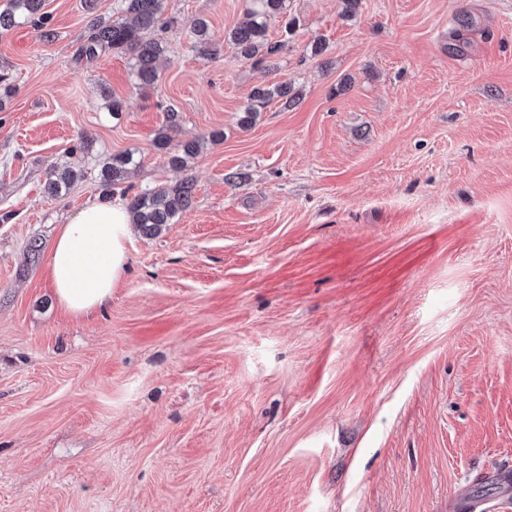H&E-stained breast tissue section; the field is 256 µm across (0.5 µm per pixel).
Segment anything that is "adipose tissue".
Returning a JSON list of instances; mask_svg holds the SVG:
<instances>
[{"label": "adipose tissue", "instance_id": "1", "mask_svg": "<svg viewBox=\"0 0 512 512\" xmlns=\"http://www.w3.org/2000/svg\"><path fill=\"white\" fill-rule=\"evenodd\" d=\"M130 216L119 202L92 201L60 225L49 258L50 280L63 310L80 318L105 307L127 276Z\"/></svg>", "mask_w": 512, "mask_h": 512}]
</instances>
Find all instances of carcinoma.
<instances>
[{"instance_id": "obj_1", "label": "carcinoma", "mask_w": 512, "mask_h": 512, "mask_svg": "<svg viewBox=\"0 0 512 512\" xmlns=\"http://www.w3.org/2000/svg\"><path fill=\"white\" fill-rule=\"evenodd\" d=\"M44 0H4L0 4V36L14 27H32L42 42H52L57 37L51 18L42 11ZM123 16L114 20L110 17L94 16L88 22L86 38L78 50L81 60L92 61L105 51H113L131 56V75L141 88L151 86L158 78L156 62L165 53L164 42L157 39H143L148 30L155 29L163 19L165 0H122ZM245 20L230 33L231 42L248 59L258 64L279 54L287 47V42H271L267 30L272 18L286 8V0H249ZM194 47L202 54L209 55V32L205 20L198 18L191 24ZM278 98L284 107H290L288 85L285 83L270 87L255 88L250 95V103L244 108L239 119L240 126L248 128L255 122L259 108ZM198 141H188L168 159L172 168L184 170L192 158L200 151ZM140 159L133 152L115 154L106 159L96 180L101 193L110 196L118 190L127 198V209L132 223L146 236H153L165 224H173L185 211L194 193V182L185 178L172 188L158 187L131 193L132 186L126 184L128 176L138 167ZM86 178L85 172L71 167L56 168L47 178L49 194L60 197L70 186Z\"/></svg>"}]
</instances>
